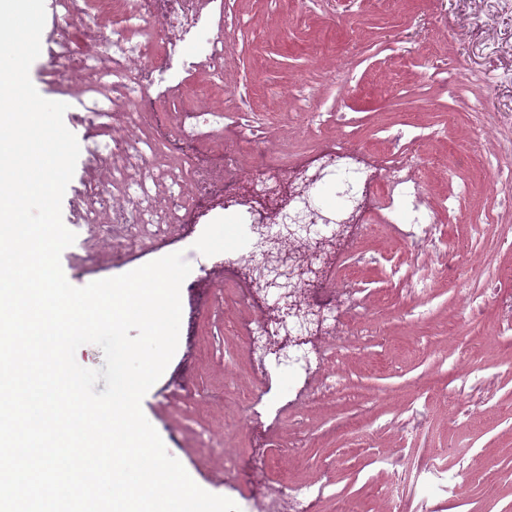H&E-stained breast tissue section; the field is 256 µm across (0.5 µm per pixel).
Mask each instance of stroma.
Segmentation results:
<instances>
[{
	"instance_id": "35a3bbf8",
	"label": "stroma",
	"mask_w": 512,
	"mask_h": 512,
	"mask_svg": "<svg viewBox=\"0 0 512 512\" xmlns=\"http://www.w3.org/2000/svg\"><path fill=\"white\" fill-rule=\"evenodd\" d=\"M239 8V88L277 117L264 136L282 137L296 119L292 105L268 90L297 82L325 102L323 137L350 129L385 141L409 117L434 123L440 137L420 150L443 158L447 172L431 191L461 192L443 219L441 242L409 253L399 208L384 201L380 222L368 226L356 251L335 246V263L362 316L353 334L315 339L319 373L307 401L292 404L287 359L265 356L266 372L255 376L243 334L225 330L251 318L225 289L218 258L251 251L234 219L206 236L187 222L119 262L109 243L97 244L95 264L68 266L69 283L81 287L175 252L206 265L203 277L187 276L181 286L177 351L142 400L169 455L205 491L240 501L242 476L226 461L256 443L266 449L260 485L285 478L297 488L323 486L314 512H336L342 501L354 512H387L389 455L411 467L398 493L400 512H421L426 504L432 512H512V230L476 224V217L502 209L505 191L456 163L460 154L498 150L501 131L512 126V84L497 79L512 70V0H363L341 21L336 63L349 69L347 83L330 79L309 55V38L329 30L324 18L295 16L292 0H241ZM424 27L427 40L414 42ZM441 70L454 74V86L434 81ZM30 79L45 99L65 98V126L84 132L80 93L54 83L46 56L33 62ZM476 107L489 112L492 134L476 135L467 125ZM452 112L460 122L449 130ZM450 243L462 269L453 279L444 272ZM477 254L483 265L473 274L467 267ZM397 265L431 269L432 280L423 290L407 287L392 275ZM273 399L282 400L280 413L254 418V404ZM209 431L223 435V455L204 449ZM432 458L446 467L449 487L423 471Z\"/></svg>"
}]
</instances>
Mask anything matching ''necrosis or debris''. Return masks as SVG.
Here are the masks:
<instances>
[{
	"label": "necrosis or debris",
	"instance_id": "1",
	"mask_svg": "<svg viewBox=\"0 0 512 512\" xmlns=\"http://www.w3.org/2000/svg\"><path fill=\"white\" fill-rule=\"evenodd\" d=\"M234 3L62 0L55 32L45 39L49 72L57 85L81 89L89 140L101 129L112 130L106 153H89L105 166L106 178L85 183L78 194L84 229L77 246L88 250L91 239L108 235L115 256L123 257L185 223L190 199L213 196L200 218L234 216L253 240L248 261L228 253L225 267L251 279L268 272L284 276L286 315L299 329L284 336L278 320L262 318L250 330V344L294 356L303 352L306 333L339 336L355 324L353 312L335 308L339 283L329 263V239L312 235V226L367 223L374 199L396 196L411 206V240L428 241L441 211L416 178L423 159L414 144L377 169L370 163L373 149L347 135L313 167L275 160V146L260 139L245 156L223 142L229 114L271 122L248 97L224 85L240 30ZM323 184L335 188L345 208L313 200ZM268 219L278 222L276 235L268 234ZM320 494L284 481L253 490L245 512H311Z\"/></svg>",
	"mask_w": 512,
	"mask_h": 512
}]
</instances>
